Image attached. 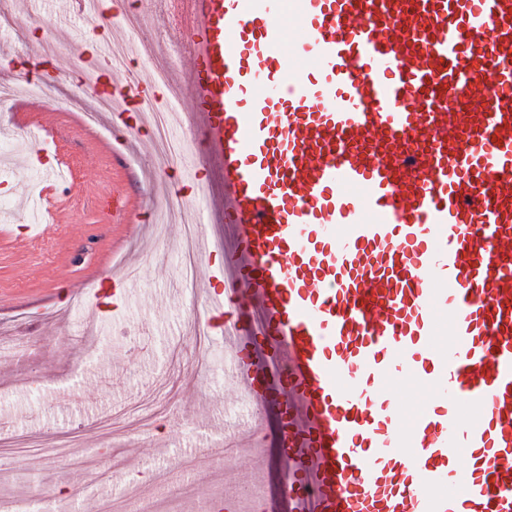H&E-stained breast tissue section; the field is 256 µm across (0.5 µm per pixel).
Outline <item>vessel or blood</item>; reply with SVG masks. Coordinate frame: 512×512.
I'll list each match as a JSON object with an SVG mask.
<instances>
[{"instance_id": "b4317fda", "label": "vessel or blood", "mask_w": 512, "mask_h": 512, "mask_svg": "<svg viewBox=\"0 0 512 512\" xmlns=\"http://www.w3.org/2000/svg\"><path fill=\"white\" fill-rule=\"evenodd\" d=\"M182 2L291 512H512V0Z\"/></svg>"}]
</instances>
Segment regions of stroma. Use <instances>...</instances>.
Returning <instances> with one entry per match:
<instances>
[{"mask_svg": "<svg viewBox=\"0 0 512 512\" xmlns=\"http://www.w3.org/2000/svg\"><path fill=\"white\" fill-rule=\"evenodd\" d=\"M24 18L0 24V43L14 46L18 70L33 72L42 97L16 91L0 104V142L19 138L9 123L17 108L42 126L66 171L63 204L53 223H38L34 200L41 174L27 150L0 163V332L17 338L11 376L0 377V498L23 512H81L96 504L139 494L158 512H224L226 471L240 474L274 512H287L280 489L288 473L258 472L250 451L236 446L247 420L243 398L225 374L224 338L209 330L197 344L201 306L182 287L180 246L184 227L164 233L151 226L154 206L180 196L199 226L195 279L202 290L223 292L218 266L230 225L213 202L223 192L216 176L199 172V145L183 123L169 127L181 150L165 166L155 163L156 131L145 123L130 132V115L103 114L85 125L70 106L71 94L92 101L75 54L91 56L108 40L128 48L124 70L113 71L114 88L153 111L171 107L154 74L161 59L163 27L143 23L131 32L124 13L136 0H121L108 20L75 14L67 0H25ZM55 50L44 54L46 33ZM206 188L197 194L196 185ZM135 269V285L118 299H104L91 313L93 274L108 277ZM233 468H226V457ZM192 495L173 500L179 484Z\"/></svg>", "mask_w": 512, "mask_h": 512, "instance_id": "stroma-1", "label": "stroma"}]
</instances>
